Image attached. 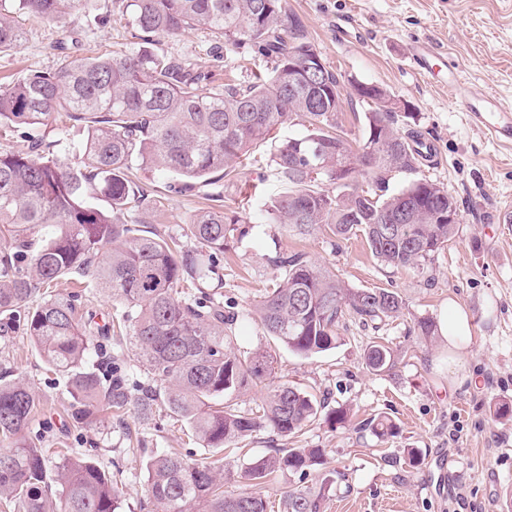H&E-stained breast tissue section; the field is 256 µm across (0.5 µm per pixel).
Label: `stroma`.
I'll return each instance as SVG.
<instances>
[{"label":"stroma","mask_w":512,"mask_h":512,"mask_svg":"<svg viewBox=\"0 0 512 512\" xmlns=\"http://www.w3.org/2000/svg\"><path fill=\"white\" fill-rule=\"evenodd\" d=\"M122 0H87L84 8L56 20L20 18L25 42L0 54V84L31 71L49 72L79 58L117 48H139L125 20ZM295 23L343 82L381 86L414 112L416 128L434 146L419 174L444 187L457 203L459 222L443 250L421 268L396 269L372 256L365 240H340L324 232L300 235L269 223L264 208L283 192L274 175V149L302 133L291 122L257 146L234 183L196 184L181 191L179 176L143 171L139 177L163 199L159 209H134L127 223L183 239L189 217L224 196V211L248 226L242 239L230 238L224 255L225 305L239 318L233 328L243 351H270L275 373L270 385L299 388L329 406L346 405L351 423L333 426L317 418L293 438L262 428L244 443L246 455L218 456L192 439L181 422L161 406L141 415L78 424L66 418L67 378L47 369L17 318L8 337H0V374L35 394L36 408L25 435L44 447L83 454L95 448L97 462L125 492V512H142L145 459L177 451L198 461H224V488L240 491L249 461L272 448H321L326 463L304 477L285 474L264 490L275 512H282V490L313 488L324 476L333 484L323 512H512V146L474 126L455 105L449 71L512 104V0H282ZM422 43L442 54L435 79L418 70L414 52ZM207 32L158 38L157 50L187 60L195 69L248 79L256 64L247 51L214 50ZM300 251L332 269L352 288H390L405 302L399 318L374 327L347 321L337 347L304 357L267 336L253 316L255 301L277 275L275 252ZM465 309L471 342L464 361L472 381L455 383L448 372L440 336L419 335L422 317L438 320L450 306ZM388 343L399 353L396 367L374 372L364 363L372 342ZM386 416L397 426L380 438L366 421ZM417 449L419 465L408 462Z\"/></svg>","instance_id":"35a3bbf8"}]
</instances>
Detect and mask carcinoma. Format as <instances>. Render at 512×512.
Instances as JSON below:
<instances>
[{"instance_id":"obj_1","label":"carcinoma","mask_w":512,"mask_h":512,"mask_svg":"<svg viewBox=\"0 0 512 512\" xmlns=\"http://www.w3.org/2000/svg\"><path fill=\"white\" fill-rule=\"evenodd\" d=\"M82 5L83 0H0V53L23 44L16 17L54 20ZM124 8L145 43L139 51L81 58L0 86V134L36 129L58 116L85 131L76 170L43 138H32L26 152L0 151V235L14 242V251L0 256V335L9 334L19 308L42 287L74 280L123 306L119 333L142 359L146 383L134 395L118 367L104 380L87 368L95 338L110 336L114 326L80 323L76 294L47 298L29 313L28 332L44 363L69 379L71 420L92 421L129 406L145 413L159 403L193 438L220 450L262 427L288 438L322 414L332 425L347 423L348 409L325 411L286 384L267 388L260 410L251 414L224 402L273 372L268 352L236 349L235 314L203 291L238 227L227 221L219 196L213 198L218 206L190 216L192 250L124 222L131 208L160 205L132 179V170L173 172L183 178L184 192L198 181L231 183L253 146L299 119L305 132L280 142L274 154L275 175L287 191L267 207L270 223L301 233L324 228L339 238L360 234L379 261L398 269L421 265L455 233L456 225L440 221L432 206L441 201L448 208L453 196L444 188L421 178L389 194L390 174L418 171L431 145L415 130L402 131L396 109L376 102L391 98L383 88L358 92L374 108L365 113L357 149L339 121L337 74L324 71L321 85L309 91L288 90V58L311 44L299 30L286 29L282 0H127ZM191 30L206 31L227 46L248 47L274 67L249 82L216 84L211 74L151 47L156 37ZM370 151L376 161L367 165ZM360 178L369 190L355 187ZM338 180L337 193L322 188ZM96 196L108 206L93 205ZM401 208L410 211L412 223L396 224V233L383 235L386 219ZM43 225L58 231L34 251L29 235ZM271 263L278 270L276 283L265 289L253 313L267 335L302 356L336 347L348 315L364 325L382 323L405 307L398 292L351 288L302 253L278 252ZM365 362L376 372L389 371L394 350L374 342ZM33 408L32 392L0 375V500L16 502L19 512H121L124 494L93 456L62 453L51 464L44 449L24 439ZM366 426L381 438L396 429L387 417ZM324 456L322 448H272L241 472L254 490L228 494L224 464L154 454L145 463L147 506L149 512H268L261 487L280 474L316 469ZM331 485L325 478L316 490H287L283 512H322Z\"/></svg>"}]
</instances>
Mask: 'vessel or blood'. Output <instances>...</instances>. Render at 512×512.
<instances>
[{
  "mask_svg": "<svg viewBox=\"0 0 512 512\" xmlns=\"http://www.w3.org/2000/svg\"><path fill=\"white\" fill-rule=\"evenodd\" d=\"M448 83L455 90V104L468 113L471 121L499 140H512V105L492 94L461 81L449 71Z\"/></svg>",
  "mask_w": 512,
  "mask_h": 512,
  "instance_id": "vessel-or-blood-1",
  "label": "vessel or blood"
}]
</instances>
